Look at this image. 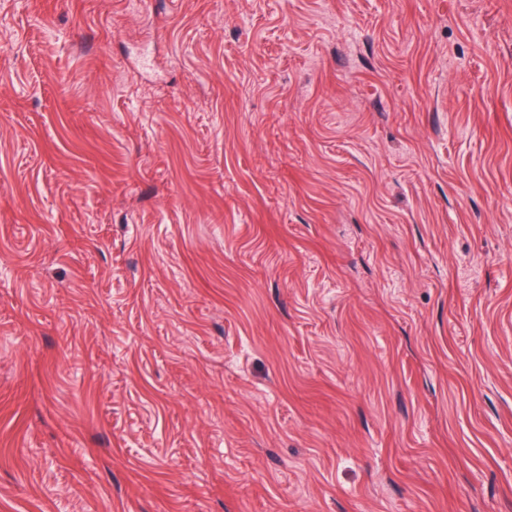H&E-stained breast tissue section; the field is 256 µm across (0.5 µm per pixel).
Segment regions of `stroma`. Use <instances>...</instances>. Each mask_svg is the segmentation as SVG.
Segmentation results:
<instances>
[{
  "label": "stroma",
  "instance_id": "1",
  "mask_svg": "<svg viewBox=\"0 0 512 512\" xmlns=\"http://www.w3.org/2000/svg\"><path fill=\"white\" fill-rule=\"evenodd\" d=\"M0 512H512V0H0Z\"/></svg>",
  "mask_w": 512,
  "mask_h": 512
}]
</instances>
